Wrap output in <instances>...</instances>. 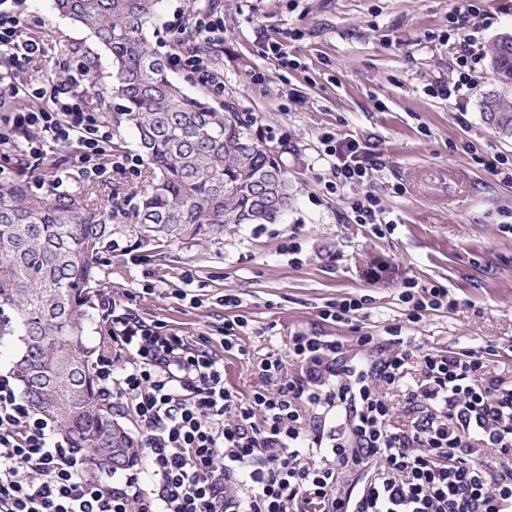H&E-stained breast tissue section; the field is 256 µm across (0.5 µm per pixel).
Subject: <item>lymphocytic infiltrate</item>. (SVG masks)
Masks as SVG:
<instances>
[{
	"label": "lymphocytic infiltrate",
	"mask_w": 512,
	"mask_h": 512,
	"mask_svg": "<svg viewBox=\"0 0 512 512\" xmlns=\"http://www.w3.org/2000/svg\"><path fill=\"white\" fill-rule=\"evenodd\" d=\"M457 78L438 93L460 99L477 59L457 41ZM42 48L0 11V98L14 72ZM53 106L0 114V144L16 140L43 159L50 144L77 146L81 177L139 161L113 155L112 130L81 90L82 66L61 58ZM331 188L371 184L379 168L357 139L328 137ZM409 322L451 307L442 286L404 280ZM115 348L93 369L104 394L130 404L143 433L140 457L120 484L89 462L52 421L0 376V512H512V374L497 372L492 346L438 351L414 338L298 331L288 356L262 359L249 400L224 382V363L204 344L147 322L131 302L100 296ZM404 397L395 416L389 391Z\"/></svg>",
	"instance_id": "obj_1"
}]
</instances>
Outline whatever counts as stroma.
Segmentation results:
<instances>
[{
	"mask_svg": "<svg viewBox=\"0 0 512 512\" xmlns=\"http://www.w3.org/2000/svg\"><path fill=\"white\" fill-rule=\"evenodd\" d=\"M465 26L479 50L512 33V0H474ZM224 17V41L195 40L201 56L224 73V94L262 138L282 147L294 205L281 224H228L207 243L138 242L124 217L113 221V249L101 255L109 296L134 297L145 320L181 334L205 337L224 360V380L249 398L261 380L257 366L269 353L288 354L294 332L384 336L401 328L428 346L455 350L492 344L497 370L512 369V183L487 169L499 157L512 161V140L485 122L481 104L495 85L487 61L461 103L433 95L456 77L455 47L448 41L453 0H200ZM16 13L24 35L44 55L22 75L18 95L0 105L17 112L50 108L53 59L70 47L108 56L81 27L61 17L52 0H25ZM183 0H163L151 36L154 48L174 56L173 38L186 26ZM283 44L297 67L285 68L263 52ZM266 76L252 81L254 73ZM353 135L380 166L370 190L382 207L379 237L355 223L349 191L326 188L324 135ZM295 241L291 256L283 246ZM202 303L180 298L183 273ZM411 278L444 286L453 309L427 312L408 322L399 289ZM238 304L225 306L224 295ZM369 296L352 322L321 320L327 303ZM243 317L246 355L224 351V323Z\"/></svg>",
	"mask_w": 512,
	"mask_h": 512,
	"instance_id": "35a3bbf8",
	"label": "stroma"
}]
</instances>
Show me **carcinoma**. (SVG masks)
Returning <instances> with one entry per match:
<instances>
[{
	"mask_svg": "<svg viewBox=\"0 0 512 512\" xmlns=\"http://www.w3.org/2000/svg\"><path fill=\"white\" fill-rule=\"evenodd\" d=\"M53 9L90 32L110 70L85 58L90 88L120 100L112 125L136 132L150 181L126 219L142 239L205 241L226 224H279L293 194L276 147L236 110L214 107L168 75L149 39L162 0H52ZM497 89L483 117L512 139V34L487 48ZM32 176L0 180V337L18 343L17 382L31 406L52 419L93 473H114L98 456L117 453L125 469L137 449L114 419L90 367L87 307L103 287L101 250L112 241L118 193L91 187L62 194L31 190Z\"/></svg>",
	"mask_w": 512,
	"mask_h": 512,
	"instance_id": "carcinoma-1",
	"label": "carcinoma"
}]
</instances>
